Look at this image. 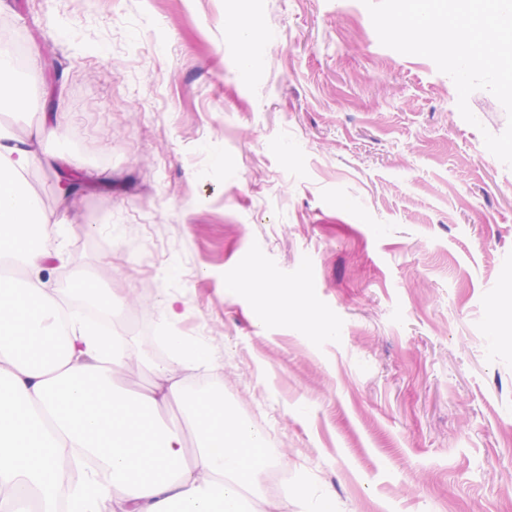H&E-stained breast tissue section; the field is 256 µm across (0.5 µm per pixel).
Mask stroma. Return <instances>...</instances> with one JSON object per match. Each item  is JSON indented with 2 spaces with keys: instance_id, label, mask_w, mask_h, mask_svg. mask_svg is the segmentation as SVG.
<instances>
[{
  "instance_id": "obj_1",
  "label": "stroma",
  "mask_w": 512,
  "mask_h": 512,
  "mask_svg": "<svg viewBox=\"0 0 512 512\" xmlns=\"http://www.w3.org/2000/svg\"><path fill=\"white\" fill-rule=\"evenodd\" d=\"M240 11L261 34L246 64ZM0 33L23 38L28 91L0 128L35 143L22 181L65 229L40 277L130 294L117 384L167 360L176 296L216 363L188 386L260 426L289 486L334 512H512V168L484 145L507 124L490 92L468 124L361 0H0ZM258 256L290 315L256 321Z\"/></svg>"
}]
</instances>
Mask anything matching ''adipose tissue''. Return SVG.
<instances>
[{
	"label": "adipose tissue",
	"instance_id": "1",
	"mask_svg": "<svg viewBox=\"0 0 512 512\" xmlns=\"http://www.w3.org/2000/svg\"><path fill=\"white\" fill-rule=\"evenodd\" d=\"M34 158L31 146L0 143V512H21L22 490L56 512L61 463L77 449L110 478L89 471L71 512H101L108 501L119 512H247L270 462L267 438L221 395L186 385L184 372L207 364L206 347L170 335L173 356L153 366L151 387L119 386L135 355L126 337L68 315L37 278L49 228L20 181ZM22 269L32 277L16 278ZM171 402L185 407L182 422L162 416Z\"/></svg>",
	"mask_w": 512,
	"mask_h": 512
}]
</instances>
